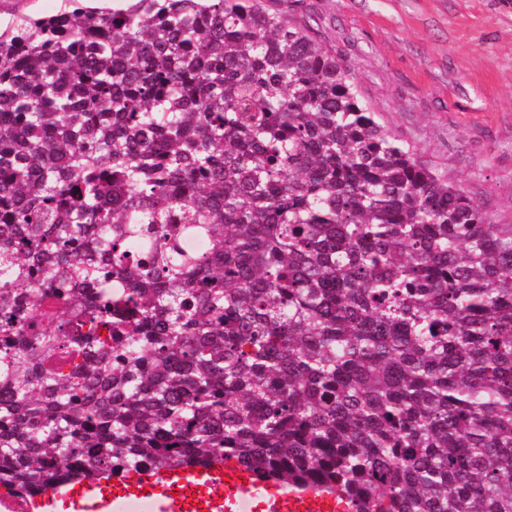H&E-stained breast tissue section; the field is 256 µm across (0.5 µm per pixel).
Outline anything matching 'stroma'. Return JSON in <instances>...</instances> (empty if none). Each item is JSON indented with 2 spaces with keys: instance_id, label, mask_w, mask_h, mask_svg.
<instances>
[{
  "instance_id": "obj_1",
  "label": "stroma",
  "mask_w": 512,
  "mask_h": 512,
  "mask_svg": "<svg viewBox=\"0 0 512 512\" xmlns=\"http://www.w3.org/2000/svg\"><path fill=\"white\" fill-rule=\"evenodd\" d=\"M354 68L366 104L497 224H512V0H277ZM161 512L167 488L137 475L37 497L30 512L88 500Z\"/></svg>"
}]
</instances>
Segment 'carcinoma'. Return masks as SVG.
I'll list each match as a JSON object with an SVG mask.
<instances>
[{
  "label": "carcinoma",
  "instance_id": "cac0c4a2",
  "mask_svg": "<svg viewBox=\"0 0 512 512\" xmlns=\"http://www.w3.org/2000/svg\"><path fill=\"white\" fill-rule=\"evenodd\" d=\"M125 2L0 28V487L512 512V224L287 12ZM224 477L228 478V481H224V485L217 480L212 485L185 487V492L181 497L200 507L220 505L222 512H225L222 507L224 506V486L228 490L227 498L233 504L237 498L261 496L259 486L251 481V476L247 472L235 468L224 469ZM193 494H196V497H193Z\"/></svg>",
  "mask_w": 512,
  "mask_h": 512
}]
</instances>
